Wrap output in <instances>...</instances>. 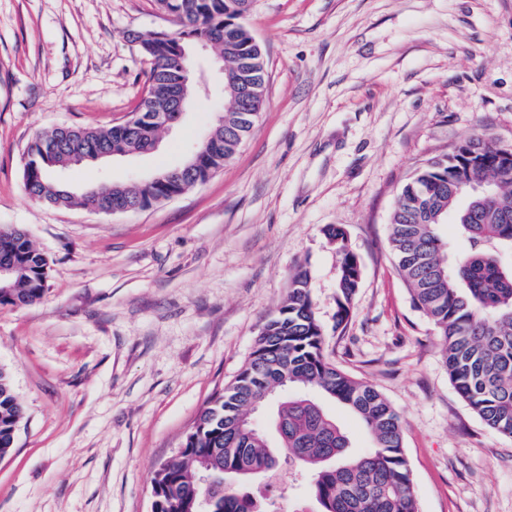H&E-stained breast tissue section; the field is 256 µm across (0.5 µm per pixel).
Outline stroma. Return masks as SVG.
Here are the masks:
<instances>
[{
    "label": "stroma",
    "mask_w": 512,
    "mask_h": 512,
    "mask_svg": "<svg viewBox=\"0 0 512 512\" xmlns=\"http://www.w3.org/2000/svg\"><path fill=\"white\" fill-rule=\"evenodd\" d=\"M262 111L205 183L137 211L51 207L24 189L25 150L58 127L109 128L140 103L138 38L173 32L155 0H0V225L50 264L44 298L0 306V367L26 409L0 460V512H149L151 477L247 363L290 277L307 270L330 359L404 418L418 512H512V437L448 379L444 345L389 247L398 195L474 134L512 147V0H255ZM208 87L158 150L66 170L73 186L178 165L219 117ZM343 226L361 262L336 332ZM282 512H313L280 463Z\"/></svg>",
    "instance_id": "35a3bbf8"
}]
</instances>
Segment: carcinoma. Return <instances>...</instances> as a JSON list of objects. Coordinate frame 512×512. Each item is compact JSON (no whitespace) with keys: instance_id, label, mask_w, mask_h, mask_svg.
Here are the masks:
<instances>
[{"instance_id":"carcinoma-1","label":"carcinoma","mask_w":512,"mask_h":512,"mask_svg":"<svg viewBox=\"0 0 512 512\" xmlns=\"http://www.w3.org/2000/svg\"><path fill=\"white\" fill-rule=\"evenodd\" d=\"M254 0H156L158 9L178 26L167 38L140 37L150 61L144 96L135 123L109 129L61 127L34 138L27 146L23 179L26 192L51 206L83 205V193L55 174L98 156H133L152 150L151 118L165 111L169 86L180 78V47L192 40L211 42L224 52L237 77L254 88L244 104L225 95L224 123H217L192 147L205 167L181 174L175 183L92 184L102 208L149 205L181 192L205 178L206 169L221 168L250 134L264 104L263 52L244 24ZM482 154L460 166L450 157L430 161L407 183L391 214L389 243L398 271L409 287L413 305L433 323L445 344L448 376L470 408L492 430L512 436V266L501 254L512 252V168L498 164V147L474 135L459 145ZM456 181L471 185L500 183L498 196H465L448 190ZM466 203H461L462 197ZM451 217L467 250L448 269V242L436 231L434 218ZM324 234L340 254L336 281V326L345 328L360 282L359 258L347 247L344 228L329 225ZM11 269L0 285V306L25 307L45 295L48 257L34 247L25 229L0 228V265ZM295 386L348 407L372 439L360 456L349 453L345 432L320 401ZM270 411L279 446H268L265 432L248 417L251 407ZM24 409L10 373L0 368V458L14 447ZM301 467L317 512H418L412 470L403 448L400 413L371 384L339 369L325 354L324 330L316 318L310 277L300 271L290 279L288 297L263 325L250 360L203 408L176 455L152 475L154 512H196L206 497L209 512H268L236 485L255 478L272 480L281 458ZM209 478L201 483V476Z\"/></svg>"}]
</instances>
